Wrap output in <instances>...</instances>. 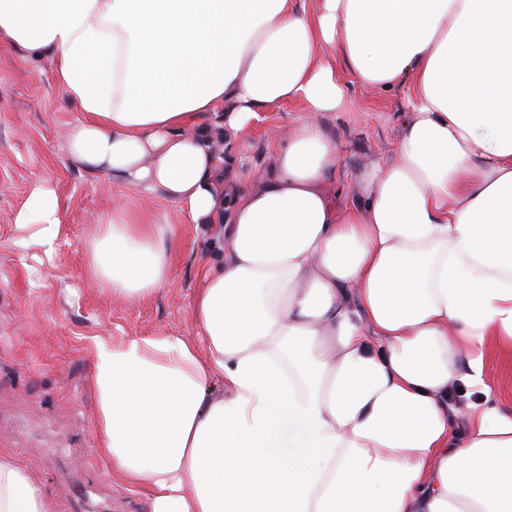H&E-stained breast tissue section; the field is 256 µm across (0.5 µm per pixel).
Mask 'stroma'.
<instances>
[{
    "mask_svg": "<svg viewBox=\"0 0 512 512\" xmlns=\"http://www.w3.org/2000/svg\"><path fill=\"white\" fill-rule=\"evenodd\" d=\"M410 93L406 86L378 91L350 81L344 107L324 115L336 142V188L345 199L357 196L359 172L394 159ZM301 113L297 103L276 106L238 135L229 188L264 166L272 134L287 136ZM79 117L51 60L0 46V453L39 475L57 512H150L146 497L114 479L98 450L94 343L198 339L190 314L202 284L198 259L222 263L223 242L197 232L161 195L118 192L109 178L76 166L61 132ZM37 180L63 203L66 233L52 259L15 244L13 216ZM118 201L179 227L167 288L136 303L112 297L87 274L92 226Z\"/></svg>",
    "mask_w": 512,
    "mask_h": 512,
    "instance_id": "35a3bbf8",
    "label": "stroma"
}]
</instances>
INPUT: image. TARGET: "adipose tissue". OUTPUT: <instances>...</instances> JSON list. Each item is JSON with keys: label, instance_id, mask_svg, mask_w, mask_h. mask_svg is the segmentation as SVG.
I'll use <instances>...</instances> for the list:
<instances>
[{"label": "adipose tissue", "instance_id": "1", "mask_svg": "<svg viewBox=\"0 0 512 512\" xmlns=\"http://www.w3.org/2000/svg\"><path fill=\"white\" fill-rule=\"evenodd\" d=\"M0 42L52 61L73 162L223 239L192 303L203 347L95 343L98 447L151 512H512V408L485 359L512 353V0H0ZM348 76L412 83L394 160L352 201L319 119ZM289 101L293 134L226 197L216 141ZM14 223L56 255L49 184ZM177 232L114 204L88 273L145 300ZM0 512H56L2 455Z\"/></svg>", "mask_w": 512, "mask_h": 512}]
</instances>
